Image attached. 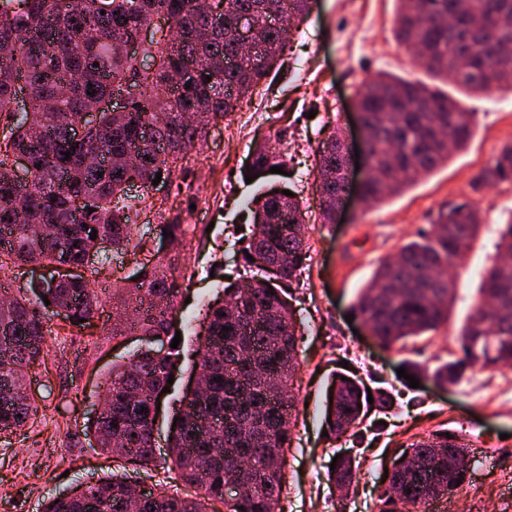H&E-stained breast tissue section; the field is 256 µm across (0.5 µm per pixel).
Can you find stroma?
I'll list each match as a JSON object with an SVG mask.
<instances>
[{"label": "stroma", "mask_w": 512, "mask_h": 512, "mask_svg": "<svg viewBox=\"0 0 512 512\" xmlns=\"http://www.w3.org/2000/svg\"><path fill=\"white\" fill-rule=\"evenodd\" d=\"M395 0H316L312 13L291 30L282 67L271 73L237 110L211 127L206 142L188 151L180 192H168L163 214L140 213L138 233L147 238L144 260L163 261L190 279L178 319L186 323V357L175 374L174 394L164 397L156 432V459L142 470L126 458L103 456L86 428L113 366L126 363L134 336H116L111 301H104L93 332L78 333L46 313L52 332L47 355L29 370L27 390L37 406L34 422L0 434V512H44L53 498L118 475L138 489L186 497L167 456L174 395L185 391L198 340L192 323L204 303L222 295L224 278L239 268L234 243L253 198L281 187L307 207L310 256L293 281L298 372L293 391L296 422L286 454L282 512H377L378 481L411 443L448 431L475 439L470 473L461 493H451L432 512H512V367L468 368L456 384L435 386L433 373L461 352L457 335L470 319L486 268L498 257L497 228L512 218V183L475 194L473 177L503 144L512 142V89L473 97L438 82L394 37ZM380 71L440 86L471 109L475 135L462 150L415 185L367 206L349 198L335 224L323 223L316 192L315 153L330 131L356 137L353 97ZM276 149L281 173L252 174L257 146ZM470 200L482 226L456 262V288L447 325L386 350L367 335L351 306L379 264L429 229L441 209ZM179 219L183 247L166 249L160 229ZM406 378H399L398 369ZM356 375L385 390L389 407L371 408L356 438L324 434L325 394L339 373ZM419 380L411 388L409 379ZM357 460L347 493L330 478L335 456Z\"/></svg>", "instance_id": "1"}]
</instances>
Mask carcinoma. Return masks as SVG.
Returning <instances> with one entry per match:
<instances>
[{
    "label": "carcinoma",
    "mask_w": 512,
    "mask_h": 512,
    "mask_svg": "<svg viewBox=\"0 0 512 512\" xmlns=\"http://www.w3.org/2000/svg\"><path fill=\"white\" fill-rule=\"evenodd\" d=\"M397 36L419 51L420 62L437 76L470 92H488L512 71V0H396ZM312 0H217L206 11L200 0H0V42L12 33L22 43L0 54V272L39 264L59 278L23 295L0 299V433L35 416L26 393L27 368L40 360L48 327L42 310L66 309L67 323L79 332L91 327L99 295L81 275L66 268L103 264L109 252L137 255L146 246L134 232V215L161 211L151 196L156 174L171 178L187 151L205 141L210 119H224L247 93L277 69L287 46L286 30L273 14L298 22ZM164 17L174 35L162 34L146 49L148 69L123 45L155 19ZM246 20L261 51L242 66L238 24ZM138 96L121 112L100 113L98 130L74 137L93 99L110 98L125 85ZM368 130L365 199L379 203L401 193L466 147L474 134L473 113L427 84L379 72L356 92ZM31 159L29 179L19 182L12 156ZM70 158H65V154ZM276 152L263 146L252 168L277 165ZM317 168L323 183V222L346 178L336 133L322 141ZM143 192L128 194L127 180ZM512 183V142L471 181L479 193L492 184ZM94 212H89V209ZM252 230L242 237L240 266L266 278L247 286L234 281L224 294L237 306L216 300L206 305L205 340L199 348L203 388L183 397L172 431L169 458L183 480L197 489L181 498L152 492L133 500L117 476L77 488L65 500L49 501L45 512H210L225 503L229 481L243 485L228 512H280L285 458L291 441L296 373L293 310L285 288L308 256L305 213L296 196L268 193L249 209ZM481 219L469 202L438 213L431 230L406 243L382 263L362 289L352 312L385 347L438 330L448 322L455 283L448 267L477 235ZM172 248L183 246L185 230L164 225ZM96 239H90V235ZM498 247L512 255V219L498 229ZM285 263L273 264L280 259ZM185 284L162 261L142 265L139 276L112 294V304L136 312L112 327V335L136 334L172 343L176 300ZM50 305H45L44 300ZM230 331L225 332L222 327ZM462 356L434 371L439 382H454L476 364L512 365V265L493 264L485 272L482 297L458 334ZM180 350L146 345L128 363L112 367L99 395V412L88 426L103 454L121 452L140 466L156 458L152 406L169 386ZM222 381L216 382L214 378ZM325 417L330 433L353 431L369 407L361 381L342 380L328 392ZM422 462L416 470L384 479L378 512H426L437 500L433 489L448 479H464L450 460L465 448L438 433L411 445ZM402 485L398 500L389 494Z\"/></svg>",
    "instance_id": "carcinoma-1"
}]
</instances>
